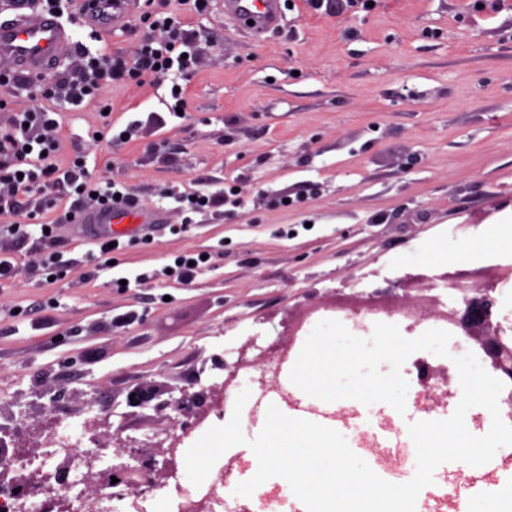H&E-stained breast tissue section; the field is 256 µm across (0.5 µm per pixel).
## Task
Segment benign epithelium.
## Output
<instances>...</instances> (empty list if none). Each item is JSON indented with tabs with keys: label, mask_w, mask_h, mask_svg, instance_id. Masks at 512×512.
<instances>
[{
	"label": "benign epithelium",
	"mask_w": 512,
	"mask_h": 512,
	"mask_svg": "<svg viewBox=\"0 0 512 512\" xmlns=\"http://www.w3.org/2000/svg\"><path fill=\"white\" fill-rule=\"evenodd\" d=\"M494 290V282L483 281L474 289L475 295L465 301L464 308L448 313V319L460 326L465 335L480 343L500 374L512 378V338L506 341L502 337L500 310L491 296ZM155 398V389L143 386L135 390L134 399L127 400V406L144 408ZM195 404L196 395L185 391L172 403H157L156 410L171 406L176 411L187 412ZM107 426V416L87 419L83 427L92 433L91 442L95 449L81 451L67 448L64 454L55 457L44 451L42 442L35 441L28 445L15 443L9 429L0 425V482L19 488L37 486L49 494L56 492L57 486L63 485L74 489L78 497L97 504L101 500L100 489L111 484V478L115 477L118 479L117 485L125 487L120 499L127 500L130 508L138 507L143 491L131 475L137 467H146L151 472L152 484H167L174 476V460L180 452L181 438L173 435L167 447H151L132 438L122 439L121 429L118 428L112 435V441L104 442L98 429ZM111 446L117 449L116 460L101 461V451ZM157 453L165 455L163 461L155 458ZM36 460L39 461L37 465L34 464Z\"/></svg>",
	"instance_id": "7a95c632"
}]
</instances>
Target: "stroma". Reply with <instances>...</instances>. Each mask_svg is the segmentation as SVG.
I'll return each instance as SVG.
<instances>
[{
  "label": "stroma",
  "mask_w": 512,
  "mask_h": 512,
  "mask_svg": "<svg viewBox=\"0 0 512 512\" xmlns=\"http://www.w3.org/2000/svg\"><path fill=\"white\" fill-rule=\"evenodd\" d=\"M193 33V68L177 78H128L63 115L61 166L86 159L92 176L123 185L166 221L120 237L116 269L153 270L178 252H206L195 279L119 288L93 275L90 233L64 232L56 281L40 276L55 241L35 248L0 235L16 267L0 281V424L18 439L59 401L79 448L92 415L126 412L124 433L148 444L181 436L191 447L251 386L234 374L252 337L307 320L339 296L431 312L450 274L477 287L489 262L397 264L421 243L478 247L487 225L512 214V0H292L279 28L253 38L224 16V0H160ZM134 0L121 28L85 22L83 0L60 21L74 38L44 73L81 77L90 58L132 59L154 26ZM180 86L183 115L170 111ZM110 107L103 116L102 107ZM129 123L128 142L93 130ZM221 194L223 206L191 212L174 195ZM153 383L161 399L196 395L193 415L127 410Z\"/></svg>",
  "instance_id": "stroma-1"
}]
</instances>
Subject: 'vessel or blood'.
<instances>
[{
	"instance_id": "b4317fda",
	"label": "vessel or blood",
	"mask_w": 512,
	"mask_h": 512,
	"mask_svg": "<svg viewBox=\"0 0 512 512\" xmlns=\"http://www.w3.org/2000/svg\"><path fill=\"white\" fill-rule=\"evenodd\" d=\"M131 0H88L87 11L91 16L111 20L113 25H123ZM224 12L240 24L249 25L254 36H261L279 26L284 12L282 0H224ZM72 34L52 15L40 14L36 22H29L19 15L0 24V57L9 58L14 68L26 71L33 77L41 76L54 65L61 45L70 43ZM127 217L132 228L155 224L159 213H147L133 201L109 204L93 210H75L68 217L69 224H103L107 235H114L113 222Z\"/></svg>"
}]
</instances>
